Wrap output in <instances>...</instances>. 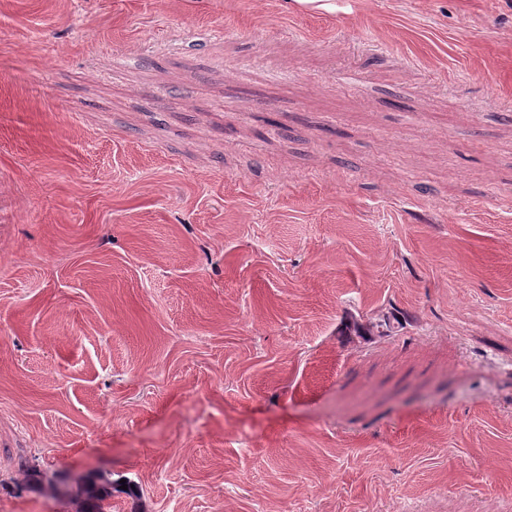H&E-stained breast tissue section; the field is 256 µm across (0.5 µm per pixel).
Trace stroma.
Instances as JSON below:
<instances>
[{
  "label": "stroma",
  "instance_id": "obj_1",
  "mask_svg": "<svg viewBox=\"0 0 512 512\" xmlns=\"http://www.w3.org/2000/svg\"><path fill=\"white\" fill-rule=\"evenodd\" d=\"M21 456L512 512V0H0V512H74ZM21 467L26 475L27 486L31 491L39 493L50 492L51 494H55L58 491L59 477H48L40 470L28 467L23 463H21Z\"/></svg>",
  "mask_w": 512,
  "mask_h": 512
}]
</instances>
